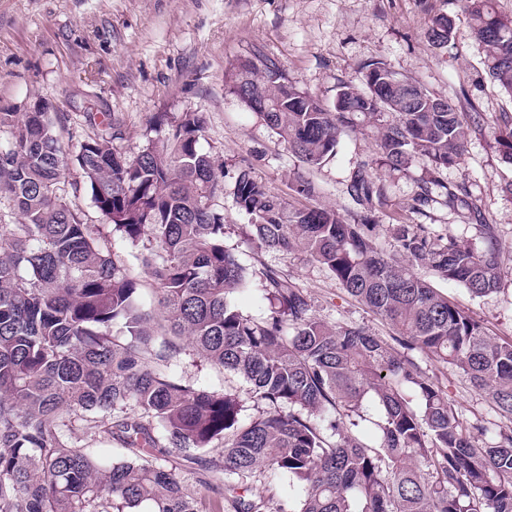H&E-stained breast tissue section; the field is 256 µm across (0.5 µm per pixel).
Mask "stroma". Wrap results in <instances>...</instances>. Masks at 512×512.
Here are the masks:
<instances>
[{"instance_id": "35a3bbf8", "label": "stroma", "mask_w": 512, "mask_h": 512, "mask_svg": "<svg viewBox=\"0 0 512 512\" xmlns=\"http://www.w3.org/2000/svg\"><path fill=\"white\" fill-rule=\"evenodd\" d=\"M440 12L455 18L448 49L433 48L426 38L431 17ZM256 52L275 60L290 80L328 105L338 81L362 83L365 66L380 60L432 94L453 98L462 111L490 117L512 113V98L490 82L469 21L455 0H0V112L49 104L60 142L72 155L94 133L86 113H108L123 134L117 147L129 158L158 140L156 114L198 113L200 147L224 173V192L212 201L224 214V244L253 271L246 287L229 300L256 318L263 316L266 303L254 271L265 264L304 288L320 318L359 325L378 336L389 333L309 256L257 249L243 233L249 218L233 206L235 174L243 162H252L258 179L292 206L335 209L351 222L430 224L437 233L472 243L477 224L496 225L507 246L498 291L475 298L454 283L439 279L435 285L492 335L512 338V163L488 132H471L460 163L440 174L448 189L458 192L455 204L437 191L432 201L416 208L426 167L418 159L408 174L380 172L386 201L365 209L347 187L357 167L372 157V127L341 132L336 156L304 170L265 121L226 89L237 60ZM301 172L313 185L307 197L291 189ZM60 188L83 223L102 226L101 246L112 248L140 278L141 302L156 307L159 292L137 260L150 240L131 244L113 233L78 168L70 169ZM179 344L172 372L196 386L233 388L243 418L257 416L259 405L244 381L205 359L188 339ZM420 365L464 421L480 417L491 430L499 424L486 399L454 368L426 359Z\"/></svg>"}]
</instances>
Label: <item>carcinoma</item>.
<instances>
[{
	"mask_svg": "<svg viewBox=\"0 0 512 512\" xmlns=\"http://www.w3.org/2000/svg\"><path fill=\"white\" fill-rule=\"evenodd\" d=\"M458 3L487 75L512 98V16L496 0ZM452 30L440 13L427 40L445 48ZM226 87L261 110L309 169L336 155L342 130L378 128L376 159L348 186L362 206L385 199L374 165L404 173L416 158L429 162L416 197L428 203L433 188H446L439 174L458 164L472 128L490 129L512 162V114L463 112L382 62L366 66L360 87L339 82L331 107L260 53L239 60ZM158 122L160 144L131 159L105 114L101 132L71 159L51 113H0L11 135L0 147V199L22 218L0 224V512H199L181 472L210 469L214 479L201 486L223 496L228 512H512V339L491 336L425 275L474 297L497 291L504 247L496 225H479L473 248L430 224H351L336 210L290 209L245 163L233 196L257 248L306 253L391 334L316 317L307 293L272 267L261 271L267 312L251 318L228 300L248 272L224 247V214L212 205L224 182L199 148L201 119L183 112ZM73 162L122 240H155L137 260L162 292L170 334L249 383L264 405L257 417L243 419L236 394L168 371L179 346L138 304L139 280L59 193ZM382 227L393 254L377 243ZM418 354L488 397L502 419L491 440L475 437L482 420L460 419ZM368 398L380 412L374 445L344 425H359ZM79 422L99 425L127 458L103 464L75 445ZM172 451L178 464L169 467L162 460ZM282 477L286 499L273 484Z\"/></svg>",
	"mask_w": 512,
	"mask_h": 512,
	"instance_id": "1",
	"label": "carcinoma"
}]
</instances>
